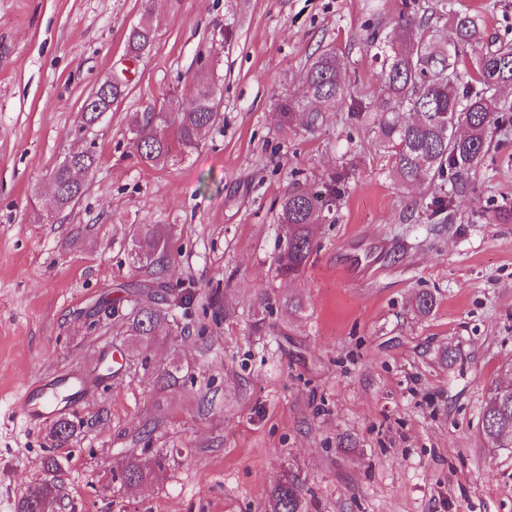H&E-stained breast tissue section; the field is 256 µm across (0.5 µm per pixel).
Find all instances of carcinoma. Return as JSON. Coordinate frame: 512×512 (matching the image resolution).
<instances>
[{
  "instance_id": "cac0c4a2",
  "label": "carcinoma",
  "mask_w": 512,
  "mask_h": 512,
  "mask_svg": "<svg viewBox=\"0 0 512 512\" xmlns=\"http://www.w3.org/2000/svg\"><path fill=\"white\" fill-rule=\"evenodd\" d=\"M432 13L449 18L456 35L454 50L441 44L428 23L415 8H406L395 20L392 37L373 40L375 56L381 62L378 73L379 96L371 120L377 141L392 160L395 180L404 185L422 184L451 174V195L435 202L436 214L452 211L453 196L470 189L469 176L483 164L492 130L504 123L512 112V101L497 97L501 88L512 87V42L485 41V23L478 14L452 11L448 0H438ZM155 38L150 13L127 36L128 51L135 57L146 54ZM480 47L473 75L467 77V48ZM303 95L294 100H279L280 126L315 125L321 107L344 96L340 59L335 49L317 54L301 73ZM128 82H112L107 91L96 90L84 103L81 122L94 125L102 114L112 110L125 96ZM218 101L209 75L197 78L196 95L187 108L171 107L159 112H143L132 129V147L142 163L158 166L172 158L174 146L183 150L197 148L201 133L217 118ZM97 166V156L87 149L70 155L53 172L56 202L59 208L75 204L84 191V179ZM336 180L315 193L294 191L279 200L277 223L283 231L284 246L274 258V271L282 279L300 277L315 249L314 231L333 212ZM170 228L148 224L134 240L136 259L149 266H163ZM299 313L303 301L298 296L272 298L263 292L258 307L265 310L271 302ZM174 304L165 297L136 289L128 294L123 317L131 336L132 354L149 350L160 331L171 325ZM180 367L171 364L157 375L158 390L180 385ZM77 431L76 424L60 418L52 426L51 437L59 445L67 443ZM483 438L491 448H512V389H490L483 410ZM170 455L161 451L131 452L112 472V481L120 486L142 485L156 481L170 466ZM49 474L38 488L20 504V512H43L59 496L55 458L47 457ZM265 512H308L306 490L298 479L284 473L267 496Z\"/></svg>"
}]
</instances>
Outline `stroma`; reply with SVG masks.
I'll use <instances>...</instances> for the list:
<instances>
[{
    "instance_id": "stroma-1",
    "label": "stroma",
    "mask_w": 512,
    "mask_h": 512,
    "mask_svg": "<svg viewBox=\"0 0 512 512\" xmlns=\"http://www.w3.org/2000/svg\"><path fill=\"white\" fill-rule=\"evenodd\" d=\"M482 15L487 37L512 39V0H452ZM405 0H0V512H19L56 456L55 512H265L284 469L300 475L309 512H512V448L482 439L489 388L512 386V122L493 131L453 221L434 223L447 185L401 187L371 125L380 63ZM157 34L131 58L143 13ZM335 47L350 93L314 129L280 132L277 103L302 95L300 73ZM215 60L221 120L196 149L142 164L136 113L192 100L197 52ZM128 93L95 126L85 99L112 72ZM92 148L80 200L57 210L52 171ZM342 175L332 218L295 281L273 274L283 245L278 199ZM147 224L172 227L163 274L134 259ZM162 277L185 294L176 335L146 360L122 362L127 328L96 315L102 298ZM435 298L415 310L419 291ZM295 293L301 314L261 292ZM179 362V388L155 370ZM72 376L89 390L68 412L76 436L17 412L25 388ZM173 454L159 480L112 489L132 450Z\"/></svg>"
}]
</instances>
